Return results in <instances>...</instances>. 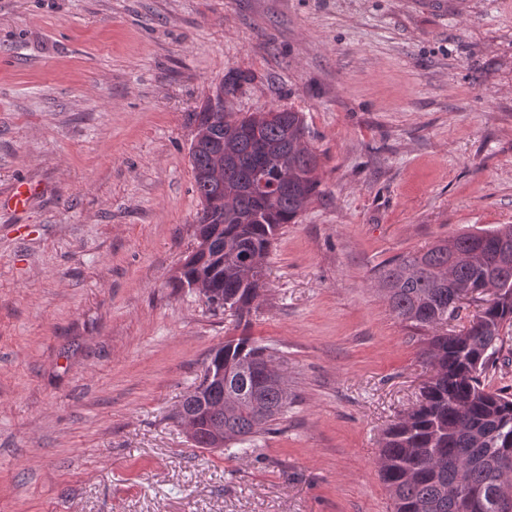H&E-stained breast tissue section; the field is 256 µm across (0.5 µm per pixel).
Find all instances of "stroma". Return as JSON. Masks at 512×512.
Listing matches in <instances>:
<instances>
[{
    "label": "stroma",
    "mask_w": 512,
    "mask_h": 512,
    "mask_svg": "<svg viewBox=\"0 0 512 512\" xmlns=\"http://www.w3.org/2000/svg\"><path fill=\"white\" fill-rule=\"evenodd\" d=\"M232 70L227 109L300 113L320 181L244 324L172 284L194 114ZM498 224L512 0H0V512H393L380 448L429 333L375 274ZM241 335L293 402L194 447L178 411Z\"/></svg>",
    "instance_id": "1"
}]
</instances>
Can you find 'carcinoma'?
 <instances>
[{
	"label": "carcinoma",
	"mask_w": 512,
	"mask_h": 512,
	"mask_svg": "<svg viewBox=\"0 0 512 512\" xmlns=\"http://www.w3.org/2000/svg\"><path fill=\"white\" fill-rule=\"evenodd\" d=\"M198 146L190 149L195 188L202 202L198 234L208 252L183 265L176 287L201 282L224 296V306L244 317L259 305L265 282L243 275L246 262H263L282 226L295 222L317 192V155L306 140L299 113L267 111L241 119L204 105ZM512 225L460 234L424 252L393 260L379 269V282L392 313L418 330H432L423 351L430 376L417 404L389 426L381 449V478L394 497L395 512H458L444 492L462 471L468 486L484 492L482 512H507L495 489L501 475L495 462L512 456V393L491 390L482 375L501 352L512 328V281L495 284L490 268L499 235ZM469 255L448 267V245ZM472 288L489 296L462 333L440 331L459 310L458 292ZM268 348L249 336L224 342L211 362L224 361L230 388L246 397L234 412H223L224 387L200 382L182 403L198 413L209 409L193 435L197 448L210 447L208 426L224 428V446L267 432L288 412L292 398L261 380L251 364ZM485 442L476 447L473 433Z\"/></svg>",
	"instance_id": "obj_1"
}]
</instances>
